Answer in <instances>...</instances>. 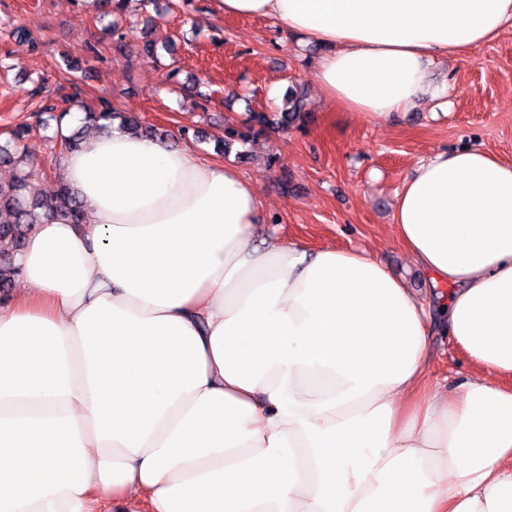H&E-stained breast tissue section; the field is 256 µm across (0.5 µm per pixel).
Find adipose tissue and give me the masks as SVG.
<instances>
[{"label":"adipose tissue","instance_id":"adipose-tissue-1","mask_svg":"<svg viewBox=\"0 0 512 512\" xmlns=\"http://www.w3.org/2000/svg\"><path fill=\"white\" fill-rule=\"evenodd\" d=\"M324 47L312 77L363 122L415 108L433 60L512 0H215ZM58 167L86 223L34 225L0 304V512H512V164L422 159L398 240L446 304L363 250L259 241L253 182L115 130ZM445 334L479 376L440 390Z\"/></svg>","mask_w":512,"mask_h":512}]
</instances>
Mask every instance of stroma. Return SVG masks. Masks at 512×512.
<instances>
[{
	"label": "stroma",
	"mask_w": 512,
	"mask_h": 512,
	"mask_svg": "<svg viewBox=\"0 0 512 512\" xmlns=\"http://www.w3.org/2000/svg\"><path fill=\"white\" fill-rule=\"evenodd\" d=\"M158 5L152 18L136 15L137 29L118 54L109 18L85 0H0V141L17 125H36L46 106L61 112L108 99L254 181L270 217L262 237L311 250H367L416 298H427L430 278L396 236L395 194L418 161L438 150L476 144L512 162V26L468 55L438 62L434 85L447 91V112L436 113L427 93L410 112L366 123L340 111L313 82L318 45L298 46L269 18L215 15L212 0ZM18 27L29 40L13 38ZM148 39L175 50L151 61L142 54ZM295 90L308 99L300 126L249 130L250 113L277 111ZM185 127L192 133L184 137ZM230 127L249 137L241 154L224 156L215 145ZM30 145L38 173L29 193L36 196L57 174L60 147L49 128ZM435 343L431 382L477 375L449 337Z\"/></svg>",
	"instance_id": "obj_1"
}]
</instances>
